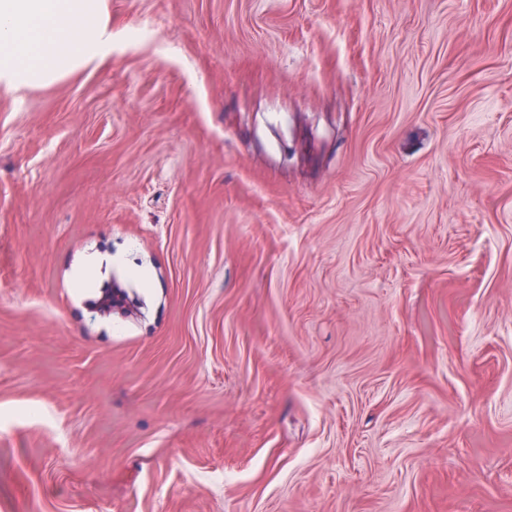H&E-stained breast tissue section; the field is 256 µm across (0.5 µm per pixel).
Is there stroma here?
Segmentation results:
<instances>
[{
	"label": "stroma",
	"instance_id": "obj_1",
	"mask_svg": "<svg viewBox=\"0 0 512 512\" xmlns=\"http://www.w3.org/2000/svg\"><path fill=\"white\" fill-rule=\"evenodd\" d=\"M108 7L0 93V512H512V0Z\"/></svg>",
	"mask_w": 512,
	"mask_h": 512
}]
</instances>
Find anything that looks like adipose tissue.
Returning <instances> with one entry per match:
<instances>
[{
	"mask_svg": "<svg viewBox=\"0 0 512 512\" xmlns=\"http://www.w3.org/2000/svg\"><path fill=\"white\" fill-rule=\"evenodd\" d=\"M112 53L107 0H0V88L46 85Z\"/></svg>",
	"mask_w": 512,
	"mask_h": 512,
	"instance_id": "1",
	"label": "adipose tissue"
}]
</instances>
